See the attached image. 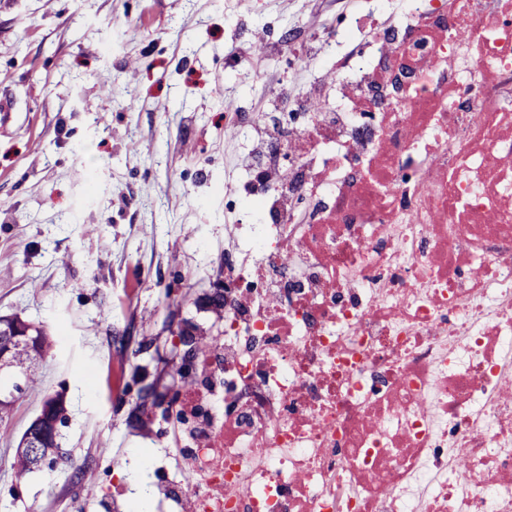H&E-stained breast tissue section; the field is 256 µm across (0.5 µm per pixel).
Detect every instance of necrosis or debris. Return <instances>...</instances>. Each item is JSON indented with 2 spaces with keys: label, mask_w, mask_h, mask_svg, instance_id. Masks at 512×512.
Wrapping results in <instances>:
<instances>
[{
  "label": "necrosis or debris",
  "mask_w": 512,
  "mask_h": 512,
  "mask_svg": "<svg viewBox=\"0 0 512 512\" xmlns=\"http://www.w3.org/2000/svg\"><path fill=\"white\" fill-rule=\"evenodd\" d=\"M226 226L177 512H512V0H407Z\"/></svg>",
  "instance_id": "necrosis-or-debris-1"
}]
</instances>
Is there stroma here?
Here are the masks:
<instances>
[{
  "label": "stroma",
  "mask_w": 512,
  "mask_h": 512,
  "mask_svg": "<svg viewBox=\"0 0 512 512\" xmlns=\"http://www.w3.org/2000/svg\"><path fill=\"white\" fill-rule=\"evenodd\" d=\"M402 0H0V315L48 328L38 383L0 424V512H112L134 448L165 464L179 422L144 401L168 392L176 327L224 270V227L253 216L232 191L249 175L224 132L223 92L263 116L333 59L282 50ZM264 71L254 74V64ZM109 92H102L101 82ZM122 360L120 379L112 363ZM61 395L72 466L17 478L19 440Z\"/></svg>",
  "instance_id": "35a3bbf8"
}]
</instances>
